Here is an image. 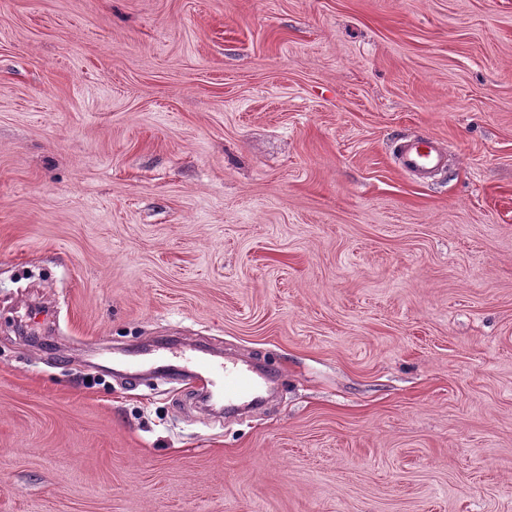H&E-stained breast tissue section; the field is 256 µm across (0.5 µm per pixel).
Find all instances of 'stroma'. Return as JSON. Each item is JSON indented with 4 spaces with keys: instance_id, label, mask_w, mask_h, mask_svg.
<instances>
[{
    "instance_id": "35a3bbf8",
    "label": "stroma",
    "mask_w": 512,
    "mask_h": 512,
    "mask_svg": "<svg viewBox=\"0 0 512 512\" xmlns=\"http://www.w3.org/2000/svg\"><path fill=\"white\" fill-rule=\"evenodd\" d=\"M0 512H512V0H0ZM398 159L402 170L414 174L419 181L424 182L441 164L442 155L432 138L414 139L400 145ZM154 370L181 376L184 371L179 368H193L194 379H199L203 388L209 390L212 397L220 399L225 408H235L243 400L246 406L256 408L260 402V394L263 391L267 378L274 375L271 372L263 374L253 367L238 362H230L212 365L204 358L195 359L192 356L182 358V363L177 365L163 353L153 354L148 360Z\"/></svg>"
}]
</instances>
